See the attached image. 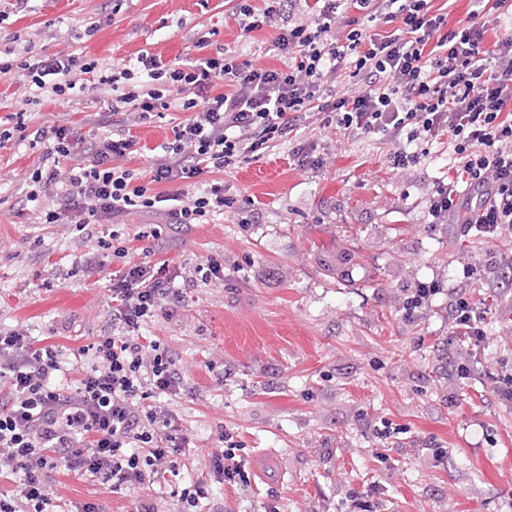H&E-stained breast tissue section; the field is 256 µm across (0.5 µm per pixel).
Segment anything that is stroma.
Returning a JSON list of instances; mask_svg holds the SVG:
<instances>
[{"label":"stroma","mask_w":512,"mask_h":512,"mask_svg":"<svg viewBox=\"0 0 512 512\" xmlns=\"http://www.w3.org/2000/svg\"><path fill=\"white\" fill-rule=\"evenodd\" d=\"M32 0L26 16L0 0V59L20 63L25 47L69 43L104 67L141 53L184 57L202 36L242 59L277 66L274 30L240 35L228 0ZM111 100L96 78L62 99L0 77V118L26 111L29 126L99 132ZM182 113L155 115L133 128L129 168L148 173L172 140ZM326 158L319 168L293 159L298 143ZM419 163L393 165V143L350 138L313 124L228 168L231 208L205 224L173 228L165 212H134L117 230L135 262H168L186 279L221 265L224 282L198 285L194 298L143 333L179 359L188 383L175 400L191 446L178 476L146 489L159 512L192 480L211 483L221 512H346L349 495L373 489L382 512H506L512 505V407L492 393L494 374L512 369V288L487 290L463 278L466 265L512 256V238L484 242L456 225L433 223L426 208L441 186L459 182L441 136L416 145ZM43 146L12 140L0 148V328L55 337L63 349L92 344L111 329L110 296L98 275H71L92 244L59 224H35L18 191ZM160 230L144 251L135 235ZM41 249H30L32 237ZM438 281L443 292L414 318L403 316L411 288ZM466 289L491 297L485 362L470 378L449 360L448 296ZM241 446L245 465L272 458L279 481L251 475L248 487L215 483L208 452L220 432ZM447 448L439 462L426 441ZM55 497L74 507L134 512L135 496L60 472Z\"/></svg>","instance_id":"obj_1"}]
</instances>
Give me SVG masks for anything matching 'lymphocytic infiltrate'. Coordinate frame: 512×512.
Instances as JSON below:
<instances>
[{"mask_svg":"<svg viewBox=\"0 0 512 512\" xmlns=\"http://www.w3.org/2000/svg\"><path fill=\"white\" fill-rule=\"evenodd\" d=\"M296 0H236L232 14L243 36L274 29L283 62L257 67L224 46L198 41L197 55L166 63L144 53L121 71L100 74L97 61L71 47L15 64L0 61L14 82L48 87L67 97L80 76L96 75L112 93L116 131L85 137L65 126L28 128L23 113L0 128V147L15 132L43 145L27 178L21 206L38 224H71L93 239L77 266L92 274L120 261L109 277L112 329L64 355L26 331L0 330V512H55L50 482L68 471L137 492L175 472L189 446L169 403L186 390L177 358L141 329L188 305L192 288L176 286L166 265L134 263L111 230L115 219L165 206L174 224H202L223 214L221 183L189 192L163 185L202 172L220 173L326 114L353 138L381 135L397 145L393 161L407 168V144L447 135L465 175L464 191L437 188L427 202L434 223L463 233L512 236V32L486 44V22L468 17L449 29L432 0H314L310 16L293 17ZM386 24L384 33L359 19ZM344 79L340 94L331 85ZM186 117L153 157L148 178L126 165L133 127L171 108ZM484 303L469 294L448 306L450 333L460 340L453 365L459 378L476 371L475 348L487 333ZM210 449L212 472L245 486L249 475L229 434Z\"/></svg>","mask_w":512,"mask_h":512,"instance_id":"lymphocytic-infiltrate-1","label":"lymphocytic infiltrate"}]
</instances>
